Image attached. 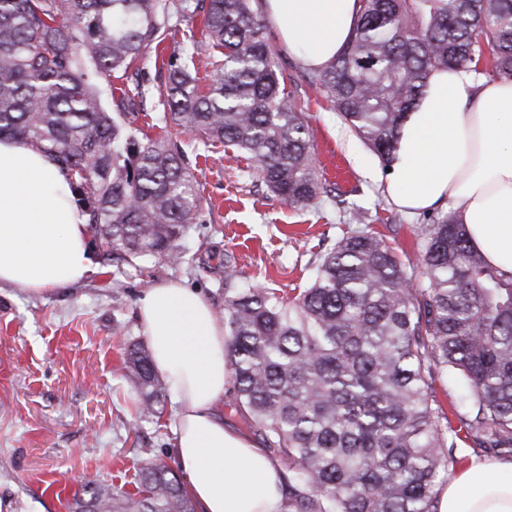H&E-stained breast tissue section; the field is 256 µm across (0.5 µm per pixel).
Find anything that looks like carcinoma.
I'll return each mask as SVG.
<instances>
[{
    "label": "carcinoma",
    "instance_id": "1",
    "mask_svg": "<svg viewBox=\"0 0 512 512\" xmlns=\"http://www.w3.org/2000/svg\"><path fill=\"white\" fill-rule=\"evenodd\" d=\"M262 0H0V138L48 153L78 193L94 244L138 267L176 264L201 211L189 162L168 137L138 139L120 118L141 112L134 71L170 17L204 15L212 73L189 66V35L166 63L163 112L205 144L250 155L260 181L291 206L319 194L301 96L265 38ZM341 55L309 85L380 160L431 71L488 59L512 80V0H359ZM109 87L104 106L99 82ZM337 239L290 296L224 264V335L234 408L283 461L284 512H437L460 434L512 453V274L490 265L448 215L419 226L426 285L365 223ZM161 416L165 385L141 342L124 351ZM457 395L445 411L437 383ZM135 492L87 483L69 509L195 512L174 469L147 460Z\"/></svg>",
    "mask_w": 512,
    "mask_h": 512
}]
</instances>
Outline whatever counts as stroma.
I'll return each mask as SVG.
<instances>
[{
    "label": "stroma",
    "mask_w": 512,
    "mask_h": 512,
    "mask_svg": "<svg viewBox=\"0 0 512 512\" xmlns=\"http://www.w3.org/2000/svg\"><path fill=\"white\" fill-rule=\"evenodd\" d=\"M267 40L283 72L309 97L313 150L331 144L351 172L350 184L321 179L315 204L297 209L258 181L248 155L209 149L185 135L179 144L204 201L179 264L149 261L121 273L98 256L93 273L73 286L30 295L1 284L0 497L10 498L16 512H68L87 482L121 488L145 459L175 464V405L165 399L160 421L140 420L141 396L126 377L122 350L142 337L136 301L154 282L200 289L219 312L228 258L244 282L284 294L306 287L309 264L347 230L355 207L400 257L417 259L416 227L430 214L410 218L386 201L367 175L377 155L309 88V70L279 51L275 35ZM178 46L175 37L151 45L137 63L147 113L160 111L162 62Z\"/></svg>",
    "instance_id": "1"
}]
</instances>
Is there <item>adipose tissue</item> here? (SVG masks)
<instances>
[{"instance_id": "ef3b65f1", "label": "adipose tissue", "mask_w": 512, "mask_h": 512, "mask_svg": "<svg viewBox=\"0 0 512 512\" xmlns=\"http://www.w3.org/2000/svg\"><path fill=\"white\" fill-rule=\"evenodd\" d=\"M281 48L305 68L334 61L358 21L357 0H263ZM376 178L415 215L446 208L488 263L512 272V81L473 66L438 69L405 113L393 158ZM94 270L89 226L60 164L0 139V284L29 294L83 282ZM155 373L176 406L175 454L198 512H282L277 460L220 404L230 382L224 320L195 288L158 282L138 297ZM512 461L483 460L451 478L437 512H512Z\"/></svg>"}]
</instances>
